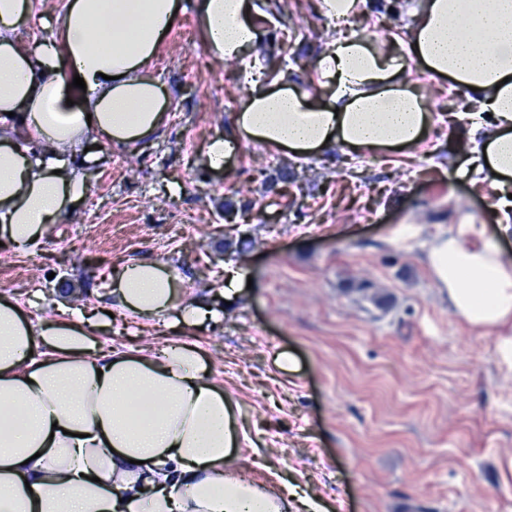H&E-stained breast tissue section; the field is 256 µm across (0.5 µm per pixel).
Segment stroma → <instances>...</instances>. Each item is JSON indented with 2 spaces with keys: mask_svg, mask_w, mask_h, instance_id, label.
<instances>
[{
  "mask_svg": "<svg viewBox=\"0 0 512 512\" xmlns=\"http://www.w3.org/2000/svg\"><path fill=\"white\" fill-rule=\"evenodd\" d=\"M181 2L151 65L171 98L167 127L104 145L109 165L93 167L38 252L0 247V295L34 321H70L111 307L114 271L149 258L223 306L225 263L244 265L246 296L190 330L236 405L243 475L286 479L326 512H512V333L470 326L427 260L459 221L493 223L485 183L450 173L471 145L473 105L416 71L434 118L417 157L334 151L294 163L282 183V156L250 143L228 170L210 169L204 147L237 112L242 77L207 54L194 0ZM65 3L32 0L18 41L53 39ZM279 3L265 53L301 81L335 25L318 0ZM407 21L404 0H367L344 31L386 38ZM364 282L390 296L387 309ZM97 338L106 350L161 347L171 332L118 311Z\"/></svg>",
  "mask_w": 512,
  "mask_h": 512,
  "instance_id": "1",
  "label": "stroma"
}]
</instances>
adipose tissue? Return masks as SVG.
I'll list each match as a JSON object with an SVG mask.
<instances>
[{
	"label": "adipose tissue",
	"mask_w": 512,
	"mask_h": 512,
	"mask_svg": "<svg viewBox=\"0 0 512 512\" xmlns=\"http://www.w3.org/2000/svg\"><path fill=\"white\" fill-rule=\"evenodd\" d=\"M30 6L0 0V234L20 252L68 219L93 145L149 141L166 125L169 100L149 65L181 12L180 0H67L56 38L29 48L14 32ZM271 9L195 0L207 53L248 81L207 165L227 166L246 142L304 160L415 151L433 115L411 69L448 81L478 107L468 156L499 220L493 240L483 225L456 224L432 241L428 264L469 325L512 330V259L498 245L512 237V0H418L400 50L337 35L305 83L268 70L270 31L256 21ZM178 281L159 261H131L112 304L180 332L218 319ZM93 330L33 323L0 297V512H291V491L240 476L245 432L195 341L105 352Z\"/></svg>",
	"instance_id": "ef3b65f1"
}]
</instances>
